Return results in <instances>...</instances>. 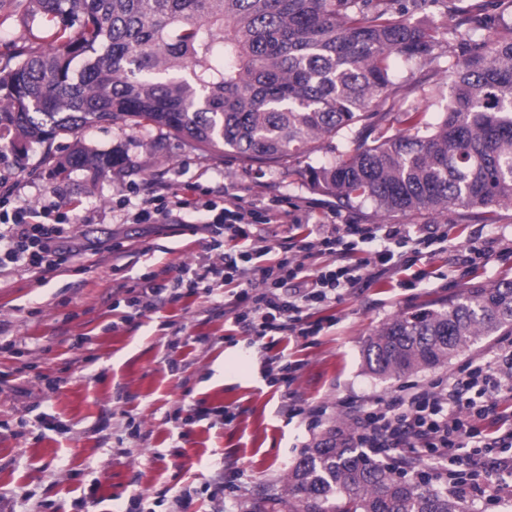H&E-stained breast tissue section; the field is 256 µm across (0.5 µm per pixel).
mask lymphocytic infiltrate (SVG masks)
I'll list each match as a JSON object with an SVG mask.
<instances>
[{"instance_id": "f902f5d3", "label": "lymphocytic infiltrate", "mask_w": 512, "mask_h": 512, "mask_svg": "<svg viewBox=\"0 0 512 512\" xmlns=\"http://www.w3.org/2000/svg\"><path fill=\"white\" fill-rule=\"evenodd\" d=\"M132 218L138 224L199 225L219 260L185 268L176 277L167 265L148 274L122 317L126 323L152 311L154 297L163 293L173 301L186 293L223 296L224 286L243 279L249 263L262 256L249 244L252 226L310 221L306 214L290 215L273 199L257 203L229 192L193 198L174 184L155 190ZM62 234L50 208L1 210L0 269L36 274L59 268L64 262ZM378 235L389 247L377 252L375 265H396L407 237L394 224L384 225L379 233L366 224H347L302 241L297 254L277 253L257 269L260 292L244 291L231 301L234 322L259 340L315 335L318 325L303 317V309L333 302L338 290L359 281L360 270L348 257L360 243ZM229 241L240 242V249H226ZM321 255L333 256V264L317 269L312 279L300 281L306 261ZM296 280L301 288L298 301L293 302L281 290ZM503 390L512 392V336L501 338L493 361L470 363L448 378L410 386L389 399L360 406L351 437L357 447L375 454L393 452L403 457L412 448L443 449L448 463L444 481L453 494L462 497L490 483L500 496L512 497V415L497 411V395Z\"/></svg>"}]
</instances>
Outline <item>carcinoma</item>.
<instances>
[{
  "label": "carcinoma",
  "mask_w": 512,
  "mask_h": 512,
  "mask_svg": "<svg viewBox=\"0 0 512 512\" xmlns=\"http://www.w3.org/2000/svg\"><path fill=\"white\" fill-rule=\"evenodd\" d=\"M27 0L44 46L0 67V133L28 144L70 140L55 174L93 176L131 161L82 137L123 122L213 156L287 167L328 140L334 161L312 189L385 214L459 206L493 220L512 204V36L477 42L490 18L448 30L450 92L435 122L404 113L403 132L373 135L374 109L393 93L395 60L431 56L435 28L401 0ZM341 137L345 146L333 140ZM512 335V279L479 284L403 314L368 337L365 369L400 377L448 362L481 336ZM288 512H464L448 492L372 460L341 425L289 470Z\"/></svg>",
  "instance_id": "obj_1"
}]
</instances>
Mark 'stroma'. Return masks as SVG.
Instances as JSON below:
<instances>
[{
  "label": "stroma",
  "mask_w": 512,
  "mask_h": 512,
  "mask_svg": "<svg viewBox=\"0 0 512 512\" xmlns=\"http://www.w3.org/2000/svg\"><path fill=\"white\" fill-rule=\"evenodd\" d=\"M491 12L499 31L512 30V8L497 11L494 0H432L423 16L443 31ZM44 29L26 0H0V66L16 47L40 46ZM447 65L444 43L434 58L397 63L398 90L378 107V129L402 130L404 112L416 107L437 119L448 103ZM84 137L123 150L134 171L93 181L76 170L63 179L43 147L31 145L22 158L0 139V173L9 178L0 201L52 206L74 248L58 270L0 273V512H128L137 492L153 512H270L303 449L348 422L359 402L448 377L496 346L497 337L485 336L445 365L386 379L366 371L362 354L367 338L397 315L512 278V206L495 207L491 224L456 207L409 216L384 215L369 203L337 208V223L402 224L412 240L432 244L404 266L373 268L314 311L322 330L305 340L250 345L223 302L200 295L122 324L118 305L133 282L165 265L176 273L195 266L208 238L186 224L119 223V203L137 207L150 185L176 180L214 191L232 185L288 207L326 206L308 169L334 155L324 148L285 170L173 139L160 149L157 133L120 123ZM473 242L486 256L468 263ZM266 359L295 365L293 381L266 374ZM295 405L304 415H292ZM200 406L212 416L197 418ZM224 407L235 412L232 422L218 417ZM43 414L50 426L38 424ZM219 475L224 494L216 497ZM183 488L189 496L176 502Z\"/></svg>",
  "instance_id": "obj_1"
}]
</instances>
